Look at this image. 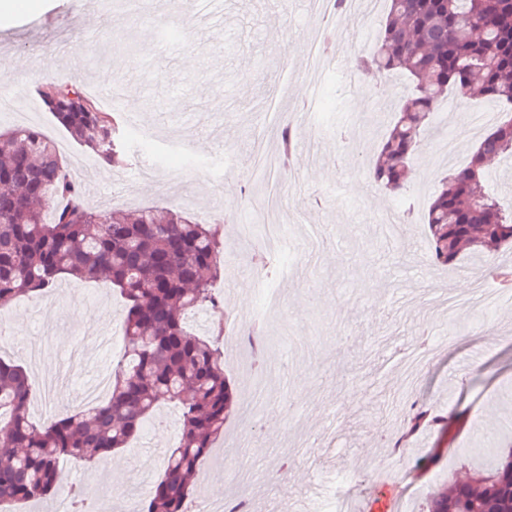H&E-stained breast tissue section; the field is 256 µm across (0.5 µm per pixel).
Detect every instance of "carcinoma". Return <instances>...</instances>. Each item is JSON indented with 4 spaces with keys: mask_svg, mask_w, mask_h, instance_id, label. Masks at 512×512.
<instances>
[{
    "mask_svg": "<svg viewBox=\"0 0 512 512\" xmlns=\"http://www.w3.org/2000/svg\"><path fill=\"white\" fill-rule=\"evenodd\" d=\"M373 49L354 59L360 73L402 71L411 89L377 153L374 183L406 189L422 133L448 90L501 108L465 167L449 173L425 221L431 259L454 263L465 249L512 242V210L489 186L486 163L512 157V0H389ZM43 107L101 164L121 166L117 120L78 85L48 84ZM293 149L280 133L279 161ZM224 275L220 225L152 207L105 212L86 205L55 144L29 127L0 134V310L41 295L59 280L109 282L125 302L123 349L112 364L109 398L42 425L29 405L34 385L0 358V502H36L60 485L65 457L92 463L127 447L158 403L178 405V437L138 512H189L201 465L224 438L233 394L224 370L227 329L193 333L188 314L216 311L214 284ZM441 419L418 409L407 433ZM427 512H512V451L467 480L431 496Z\"/></svg>",
    "mask_w": 512,
    "mask_h": 512,
    "instance_id": "cac0c4a2",
    "label": "carcinoma"
}]
</instances>
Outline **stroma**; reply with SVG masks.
Returning a JSON list of instances; mask_svg holds the SVG:
<instances>
[{"instance_id": "obj_1", "label": "stroma", "mask_w": 512, "mask_h": 512, "mask_svg": "<svg viewBox=\"0 0 512 512\" xmlns=\"http://www.w3.org/2000/svg\"><path fill=\"white\" fill-rule=\"evenodd\" d=\"M224 9L237 33L231 47L221 29L196 13L194 0H177L160 12V24L147 27L118 12L87 13L82 0H36L35 9L0 13V77L22 109L48 82L126 89V104L141 119L121 127L125 166L89 163L77 185L87 203L104 210L177 207L201 222H223L227 263L217 288L224 307L193 315V331L225 315L248 321L264 279L285 300V313L261 321L263 350L253 349L246 334L224 346L234 410L220 445L251 480L239 484L215 470L209 497L245 498L251 512H289L299 500L311 512H327L343 494L352 512H378L392 497L405 512H422L445 481L492 465L476 448L512 449V304L489 312L465 307L450 322L436 301L441 293L462 294L479 278L499 288L492 270H512V245L480 260L433 265L423 214L403 212L414 197L429 201L451 166L425 168L418 154L404 195L373 183L371 151L387 131L396 99L380 95L363 74L346 86L339 67L324 68L315 79L306 70L315 32L345 58L370 51L359 15L323 19L308 0L287 9L279 0H224ZM164 35L182 47L158 56L154 92L142 94L141 57ZM22 59L29 63L23 71ZM457 98L452 92L439 102L443 118L422 143L462 130L464 164L480 141L465 133L469 113L496 104L474 101L464 112L451 108ZM186 112L196 117L188 128L179 122ZM303 112L314 113L315 127L298 124ZM286 123L295 132L288 171L275 167L267 181L249 182L251 170L275 156ZM29 125L56 144L66 166L84 156L50 113L0 117V132ZM262 195L287 199L281 223L320 232L316 256L267 262L260 241L243 231L252 198ZM386 212L403 217L401 235L390 243L372 221ZM123 314L122 299L108 285L62 279L0 311V326L16 340L0 347V358L30 368L29 341L50 335L52 362L69 367L65 398L80 401L87 384L112 369ZM423 351L431 361L405 392L399 367L406 354ZM256 382L266 388L268 405L248 424L241 410ZM415 405L444 417V424L404 435ZM173 443L168 427L148 423L136 443L119 451L123 478L104 487L112 512L148 494L162 472L158 459ZM430 452L441 455V469L416 474V458Z\"/></svg>"}]
</instances>
